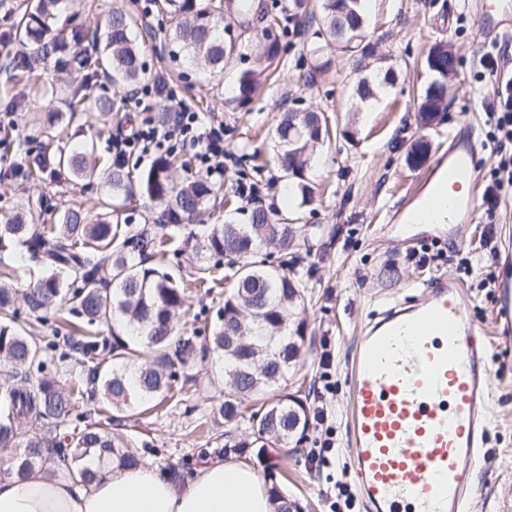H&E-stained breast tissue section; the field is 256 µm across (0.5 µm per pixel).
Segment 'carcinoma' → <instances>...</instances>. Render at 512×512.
I'll use <instances>...</instances> for the list:
<instances>
[{
    "label": "carcinoma",
    "instance_id": "carcinoma-1",
    "mask_svg": "<svg viewBox=\"0 0 512 512\" xmlns=\"http://www.w3.org/2000/svg\"><path fill=\"white\" fill-rule=\"evenodd\" d=\"M60 0H35L16 20V35L38 57L54 56L62 70L73 67L90 75L98 70L101 57L110 62L113 86L124 89L141 82L144 62L139 39V19L129 10L114 9L104 26L81 24L68 33L55 30L52 21ZM363 0H321L320 13L308 16L313 28L307 53L313 66L309 78L328 66V50L335 47L364 60L371 56L362 14ZM166 18V34L181 43L192 62L213 76L224 73L233 55L243 57L251 47L268 58L279 54V40L266 31L281 29L279 18L268 16L266 26L255 33L254 44L242 43L224 34L238 27L251 29L254 0H153ZM87 42L96 55L76 57L71 45ZM439 71L418 95L421 126L432 121L440 106L448 71V49L431 48ZM391 67L368 72L358 79L354 94L360 102L379 99L396 82ZM237 101L245 105L259 91L255 71L244 69L236 80ZM86 116L81 100L68 103V113L53 112L42 123L36 149L24 150L22 163L13 176L23 181H77L95 179L98 167L94 146L79 151L71 145L63 119L73 122ZM330 136L328 117L321 111L298 114L290 109L280 114L273 131L288 195L302 209L313 201L307 171L317 147ZM429 140L421 138L406 153V161L419 166L428 156ZM176 159L159 155L138 177L128 164L114 160L104 170L108 200L102 208H120L143 199L165 203L164 227H179L200 216L214 195L213 184L197 178L178 184L172 171ZM21 244L41 259L45 271L23 294L0 282V453L8 467L4 474L26 477L46 464L68 466L74 478L89 483L95 473L84 461L106 456L118 468L139 465L137 455L100 422H87L80 408L103 401L120 412L139 408L156 398L183 401L182 390H174L180 372L210 355L217 356L215 370L224 378V394L212 408L213 417L227 424L251 423L255 439L224 443L232 450L268 443H300L306 436L309 417L306 404L296 394L276 392L280 381L297 366L304 340L305 319L296 314L304 304L302 283L288 273V259L296 258L298 227L279 221V211L255 202L246 210L245 223L228 218L212 225L195 247V282L202 288L214 283L211 259H226L232 280L224 293V305L204 343L196 345L182 336L174 317L185 308L184 288L146 263L150 254L170 252L165 235L147 238L120 234L107 212L91 220L89 211L71 206L57 213L54 224H28L17 213L0 224V253ZM272 246L280 254L278 265L268 260L263 249ZM23 302L27 313L40 317L62 303L88 326L120 321L137 333L140 345L132 347L122 338L113 345L101 336L81 340L85 376L69 390L44 375L45 347L35 336H26L14 326L15 305ZM260 420H255L256 415ZM28 420L48 426V433L17 442V422Z\"/></svg>",
    "mask_w": 512,
    "mask_h": 512
}]
</instances>
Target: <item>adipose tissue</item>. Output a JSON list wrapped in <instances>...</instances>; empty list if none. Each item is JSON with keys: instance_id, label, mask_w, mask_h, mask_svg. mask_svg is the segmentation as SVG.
I'll use <instances>...</instances> for the list:
<instances>
[{"instance_id": "adipose-tissue-1", "label": "adipose tissue", "mask_w": 512, "mask_h": 512, "mask_svg": "<svg viewBox=\"0 0 512 512\" xmlns=\"http://www.w3.org/2000/svg\"><path fill=\"white\" fill-rule=\"evenodd\" d=\"M277 501L249 465L203 463L176 488L148 466L105 465L93 482L32 471L26 478H0V512H276Z\"/></svg>"}]
</instances>
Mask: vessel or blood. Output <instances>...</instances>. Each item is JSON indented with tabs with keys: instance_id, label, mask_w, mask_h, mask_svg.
I'll list each match as a JSON object with an SVG mask.
<instances>
[{
	"instance_id": "obj_1",
	"label": "vessel or blood",
	"mask_w": 512,
	"mask_h": 512,
	"mask_svg": "<svg viewBox=\"0 0 512 512\" xmlns=\"http://www.w3.org/2000/svg\"><path fill=\"white\" fill-rule=\"evenodd\" d=\"M484 38L512 33V0H470ZM472 124L427 166L389 224L413 227L422 214L449 233L475 223ZM497 335H512V280L497 288ZM350 463L370 512H465L469 477L487 453L493 369L486 333L472 318L463 285L437 275L417 300L395 301L363 327L349 374Z\"/></svg>"
}]
</instances>
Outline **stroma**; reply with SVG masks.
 I'll return each instance as SVG.
<instances>
[{"instance_id": "obj_1", "label": "stroma", "mask_w": 512, "mask_h": 512, "mask_svg": "<svg viewBox=\"0 0 512 512\" xmlns=\"http://www.w3.org/2000/svg\"><path fill=\"white\" fill-rule=\"evenodd\" d=\"M122 3L61 0L53 24L58 29L70 28L77 15L90 24L100 22ZM292 4L293 0H259L262 11L284 19L287 52L271 60L254 53L233 60L219 81L190 65L180 46L167 39L160 17L146 14L145 75L171 78L172 73L182 72V79L172 83L177 102L222 118L224 146L237 155L236 166L218 183L216 195L193 224V231L200 234L205 225L223 222L224 194L235 190L239 178L249 174L248 156L255 151L261 155L263 180L274 183L270 202L306 226L296 266L306 286L305 340L300 369L282 381L281 389L306 393L309 409L324 408L326 418L320 424L310 423L301 443L275 446L271 462H262L252 448L236 454V461L255 468L264 481L276 483L288 498L301 503L303 512H366L348 457L347 371L360 329L379 305L413 295L423 280L439 274L464 285L472 317L483 329H490L496 290L482 287L481 282L490 274L498 279L512 277V265L505 262L512 250V196L494 214L479 212L466 241L449 243L443 260L425 266L406 263L404 255L411 245L388 227L387 213L424 173L423 168L407 165V150L424 135L433 153H441L449 135L463 123L479 126L484 121L481 95L491 92L492 85L477 80L485 44L478 22L468 0H375L368 22L373 63L393 67L398 78L377 105L364 112L353 92L358 75L349 54L333 53L328 72L316 82H305L304 74L312 65L305 51L311 33L296 18ZM437 43L458 57L459 66L447 83L446 119L424 130L418 124L416 91L429 76L420 61ZM29 65L40 74L42 83L61 85L62 92L59 99L50 100L17 82L14 68L0 67V113L12 111L17 136L26 139L28 147H35L39 120L47 112L64 111L71 89H80L88 108L96 96L105 95L118 100L117 112L92 132L72 124L68 135L77 147L94 141L98 157L111 160L112 132L119 128L133 131L138 110L120 101V92L106 71L98 70L87 79L77 72L62 74L51 61L33 57ZM241 69L254 70L264 78L261 94L245 106L237 104L232 88ZM297 100L339 119L336 133L318 149V160L308 172L315 201L300 213L288 200L271 141L280 109ZM105 194L98 181L89 186H59L26 183L8 175L0 178V216L42 195L48 205L36 214L35 221L46 224L59 209L75 201L96 208ZM223 301V285H216L209 295L191 289L190 314L177 319V330L186 336L207 334ZM491 364L490 451L473 474L477 492L471 512H512V337H493ZM183 381L188 399L182 404H167L144 415L129 410L113 421V434L127 438L142 463L161 468L183 458L193 471L204 461L223 458L225 438L251 440L249 423L229 430L212 419L210 410L219 392L206 367H193Z\"/></svg>"}]
</instances>
